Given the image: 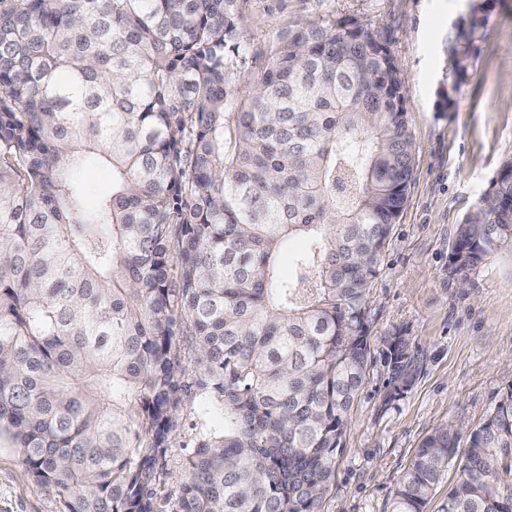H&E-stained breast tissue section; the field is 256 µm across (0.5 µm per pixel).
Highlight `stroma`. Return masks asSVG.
Listing matches in <instances>:
<instances>
[{
	"label": "stroma",
	"mask_w": 512,
	"mask_h": 512,
	"mask_svg": "<svg viewBox=\"0 0 512 512\" xmlns=\"http://www.w3.org/2000/svg\"><path fill=\"white\" fill-rule=\"evenodd\" d=\"M352 19L386 39L407 100L415 174L367 297L375 361L352 409L336 484L323 512H389L397 483L435 427L480 426L512 387V248L467 276L455 272L458 224L512 161V0H288L270 19L254 0L246 25L259 41L273 26ZM408 336L421 360L413 386L391 404L379 359L384 339ZM201 413L185 399L170 433L159 505L170 512ZM0 512H65L0 447Z\"/></svg>",
	"instance_id": "1"
}]
</instances>
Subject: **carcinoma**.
<instances>
[{"label":"carcinoma","instance_id":"1","mask_svg":"<svg viewBox=\"0 0 512 512\" xmlns=\"http://www.w3.org/2000/svg\"><path fill=\"white\" fill-rule=\"evenodd\" d=\"M252 0H0V440L66 512H322L372 363L367 294L413 142L383 37L305 21L255 44ZM112 166L95 206L78 173ZM457 227L466 274L512 247V173ZM304 248L284 277L279 258ZM383 405L415 383L385 339ZM512 512V388L420 442L390 512ZM179 424L170 433V445L166 457L165 470L158 480V506L164 512H170L172 505L179 495L180 487L186 479L185 461L192 455L195 448L192 444V424L201 417L192 395L185 398L179 412Z\"/></svg>","mask_w":512,"mask_h":512}]
</instances>
